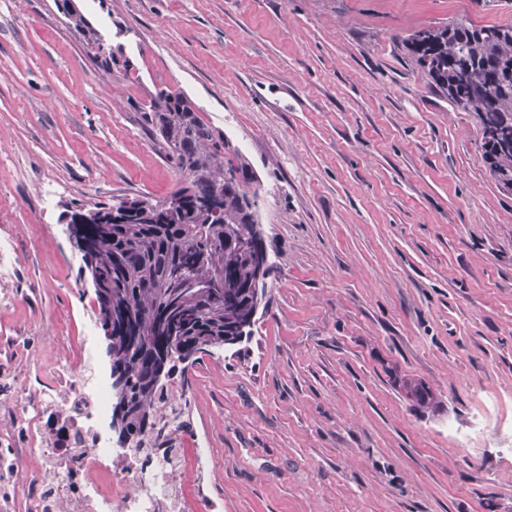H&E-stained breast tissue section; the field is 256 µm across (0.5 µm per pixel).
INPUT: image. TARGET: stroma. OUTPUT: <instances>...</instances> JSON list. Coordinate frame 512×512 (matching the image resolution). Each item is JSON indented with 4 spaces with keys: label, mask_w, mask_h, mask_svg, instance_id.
<instances>
[{
    "label": "stroma",
    "mask_w": 512,
    "mask_h": 512,
    "mask_svg": "<svg viewBox=\"0 0 512 512\" xmlns=\"http://www.w3.org/2000/svg\"><path fill=\"white\" fill-rule=\"evenodd\" d=\"M77 2L129 74L55 0H0V380L88 355L109 380L61 215L180 186L140 110L166 88L250 163L270 267L254 335L187 374L182 480L198 434L215 512H512V195L402 43L512 24V0ZM57 8L68 20V27L81 43L87 55L92 57L96 63L108 72H128L127 60L122 57L118 48L103 38L100 31L76 9L74 0H55Z\"/></svg>",
    "instance_id": "35a3bbf8"
}]
</instances>
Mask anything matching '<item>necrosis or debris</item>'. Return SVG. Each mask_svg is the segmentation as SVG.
Returning <instances> with one entry per match:
<instances>
[{"label":"necrosis or debris","mask_w":512,"mask_h":512,"mask_svg":"<svg viewBox=\"0 0 512 512\" xmlns=\"http://www.w3.org/2000/svg\"><path fill=\"white\" fill-rule=\"evenodd\" d=\"M62 396L46 393L40 380L18 389H0V409L11 428L35 430L34 415L54 407L73 424L82 444L61 454L52 446L37 449L41 465L22 469L13 457L0 458V512H7L17 482H25L35 512H188L177 471L163 461L146 462V451L110 447L105 435L109 395L105 386L88 385L84 371L59 366Z\"/></svg>","instance_id":"necrosis-or-debris-1"}]
</instances>
